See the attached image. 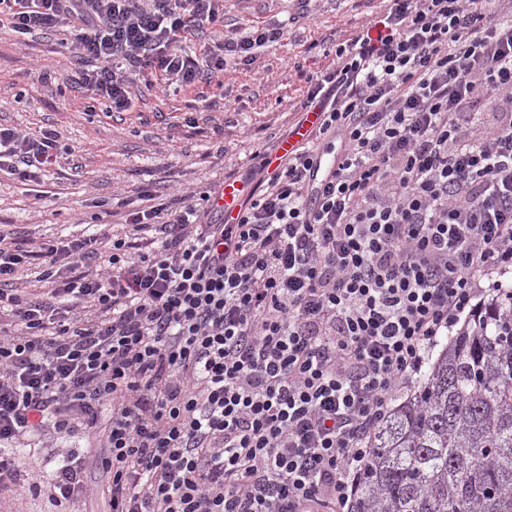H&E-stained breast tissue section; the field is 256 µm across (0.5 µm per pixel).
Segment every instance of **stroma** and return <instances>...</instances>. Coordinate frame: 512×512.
I'll return each instance as SVG.
<instances>
[{"label":"stroma","mask_w":512,"mask_h":512,"mask_svg":"<svg viewBox=\"0 0 512 512\" xmlns=\"http://www.w3.org/2000/svg\"><path fill=\"white\" fill-rule=\"evenodd\" d=\"M385 6L384 0H320L299 17L291 0H226L225 29L250 31L280 21L288 32L250 65H226L220 82L161 92L140 87L124 112L104 111L72 78L62 41L67 33L36 31L20 37L0 30V125L60 134L63 157L39 183L0 171V231L23 247L47 241L104 236L119 230L131 209L181 210L240 179L259 155L299 118L309 76L331 67L337 43ZM48 449L38 438L15 444L16 468L52 475L63 455L86 461L81 512H107L108 484L97 466L92 438L76 429Z\"/></svg>","instance_id":"obj_1"}]
</instances>
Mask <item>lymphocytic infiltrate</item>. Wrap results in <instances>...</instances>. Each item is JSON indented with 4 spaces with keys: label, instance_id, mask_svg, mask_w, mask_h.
Returning a JSON list of instances; mask_svg holds the SVG:
<instances>
[{
    "label": "lymphocytic infiltrate",
    "instance_id": "lymphocytic-infiltrate-1",
    "mask_svg": "<svg viewBox=\"0 0 512 512\" xmlns=\"http://www.w3.org/2000/svg\"><path fill=\"white\" fill-rule=\"evenodd\" d=\"M503 0H388L336 46L301 105L319 124L263 154L238 223L128 213L96 237L23 249L0 234V447L83 427L108 512H345L393 397L512 270V15ZM224 0H0V28L68 27L81 88L123 112L138 85L254 63L284 24L183 44ZM341 141L323 162L326 137ZM58 135L0 128V169L40 182ZM35 298L12 283L32 257ZM80 459L29 490L56 512ZM45 270V265L40 264L39 260L32 261V264L26 266L17 288H51L52 284L48 283L51 279L39 281L43 279L42 277L46 273Z\"/></svg>",
    "mask_w": 512,
    "mask_h": 512
}]
</instances>
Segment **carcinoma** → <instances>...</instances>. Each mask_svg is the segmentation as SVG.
<instances>
[{
    "instance_id": "cac0c4a2",
    "label": "carcinoma",
    "mask_w": 512,
    "mask_h": 512,
    "mask_svg": "<svg viewBox=\"0 0 512 512\" xmlns=\"http://www.w3.org/2000/svg\"><path fill=\"white\" fill-rule=\"evenodd\" d=\"M512 289L449 336L375 430L348 512H512Z\"/></svg>"
}]
</instances>
